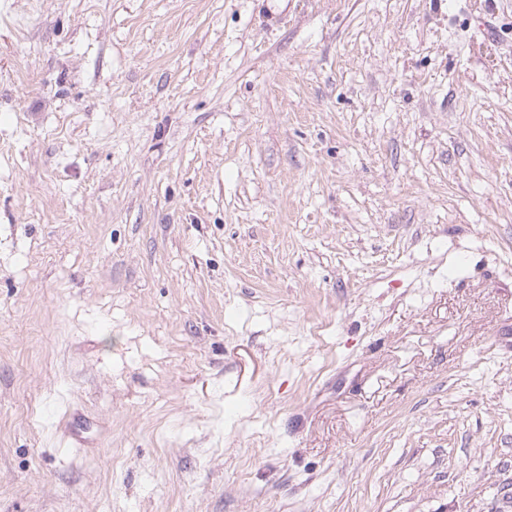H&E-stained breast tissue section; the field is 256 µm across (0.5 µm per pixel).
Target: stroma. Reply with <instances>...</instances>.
Here are the masks:
<instances>
[{"label": "stroma", "mask_w": 512, "mask_h": 512, "mask_svg": "<svg viewBox=\"0 0 512 512\" xmlns=\"http://www.w3.org/2000/svg\"><path fill=\"white\" fill-rule=\"evenodd\" d=\"M0 512H512V0H0Z\"/></svg>", "instance_id": "1"}]
</instances>
